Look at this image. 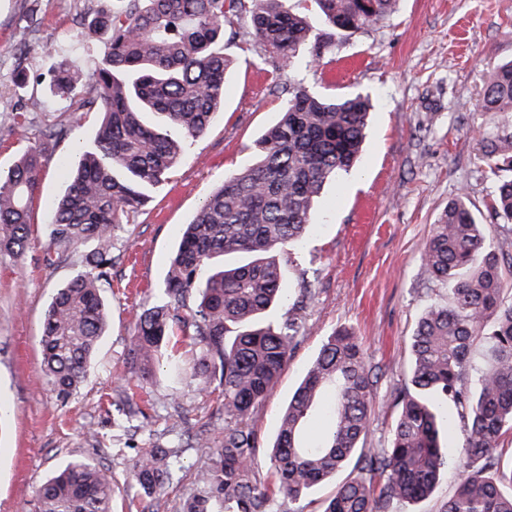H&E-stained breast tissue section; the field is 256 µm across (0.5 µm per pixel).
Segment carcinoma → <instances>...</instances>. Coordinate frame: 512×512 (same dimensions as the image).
Returning <instances> with one entry per match:
<instances>
[{
  "instance_id": "obj_1",
  "label": "carcinoma",
  "mask_w": 512,
  "mask_h": 512,
  "mask_svg": "<svg viewBox=\"0 0 512 512\" xmlns=\"http://www.w3.org/2000/svg\"><path fill=\"white\" fill-rule=\"evenodd\" d=\"M121 2L86 18L85 33L109 42L83 98L102 122L78 161L64 163L67 185L48 221L46 265L90 247L84 270L57 289L42 323V372L61 400L86 382L108 323L100 283L114 264L112 232L142 210L146 188L168 175L224 103L234 66L224 56L226 31L244 22L278 66L292 70L299 49L316 63L336 39L386 20L397 0ZM51 91L61 100L81 94L68 64L57 65ZM480 107L508 125L486 141L482 161L507 173L490 214L511 224L512 61L488 69ZM371 110L362 94L328 98L290 84L280 118L254 141L255 163L225 175L208 196L169 257L155 301L135 317L131 373L155 377L180 336L198 350L183 374L223 398L224 439L212 448L207 433L196 435L194 488L177 512H280L281 502L288 512H306L310 493L343 470L349 474L322 512H385L395 501L431 496L450 468L460 478L441 512H512V453L500 448L512 432V283L503 274L512 251L484 234L464 193L448 202L422 250L448 302L429 307L411 337L389 445L363 448L376 406L374 375L358 336L342 328L303 373L261 464L254 421L297 347V311L315 295L300 289L288 317L270 319L285 296L276 253L306 237L324 185L356 164ZM42 158L35 144L0 171V255L19 258L29 248ZM176 471L175 451L142 448L129 478L152 504ZM36 508L112 512V470L74 457L38 487Z\"/></svg>"
}]
</instances>
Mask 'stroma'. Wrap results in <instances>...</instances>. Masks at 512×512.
Instances as JSON below:
<instances>
[{
  "instance_id": "obj_1",
  "label": "stroma",
  "mask_w": 512,
  "mask_h": 512,
  "mask_svg": "<svg viewBox=\"0 0 512 512\" xmlns=\"http://www.w3.org/2000/svg\"><path fill=\"white\" fill-rule=\"evenodd\" d=\"M103 6L104 0H0V168L13 165L42 127L67 130L45 146L26 254L0 256V402L8 409L0 422V512H35L39 484L75 456L111 468L113 512H142L128 487L129 449L175 439L186 419L221 435L215 395L171 367L135 388L144 412L140 430H113L115 389L127 373L134 316L153 303L184 224L226 173L253 163V143L278 119L294 80L329 96L369 95L373 112L357 168L326 186L310 233L278 255L285 288L316 293L301 311L303 334L255 429L261 445L273 443L304 370L325 338L345 327L379 371L364 445L386 447L390 401L407 380L411 336L424 310L446 296L429 278L422 248L449 201L467 193L483 214L496 190L497 178L481 160L482 141L503 121L480 111L479 101L488 67L512 60V0H398L389 19L337 40L333 53L294 72L274 70L263 47L244 34L225 40L235 66L224 106L168 178L148 189L142 211L114 230L116 262L100 285L112 317L90 379L62 401L43 379L41 324L56 288L83 263L77 251L65 263L45 265L46 214L64 189L60 161L94 137L101 115L60 101L49 86L63 59L88 79L105 45L78 36V22ZM18 112L27 113L25 126L15 124ZM92 428L113 436V448L99 447Z\"/></svg>"
}]
</instances>
